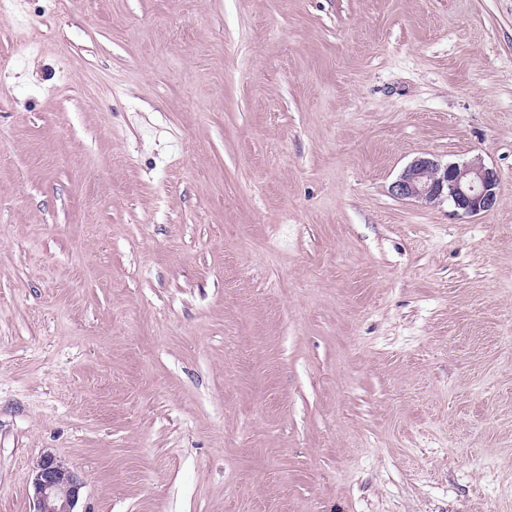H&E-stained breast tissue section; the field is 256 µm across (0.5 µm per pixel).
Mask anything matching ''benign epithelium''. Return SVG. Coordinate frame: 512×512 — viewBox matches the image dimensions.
I'll use <instances>...</instances> for the list:
<instances>
[{
	"instance_id": "obj_1",
	"label": "benign epithelium",
	"mask_w": 512,
	"mask_h": 512,
	"mask_svg": "<svg viewBox=\"0 0 512 512\" xmlns=\"http://www.w3.org/2000/svg\"><path fill=\"white\" fill-rule=\"evenodd\" d=\"M499 183L496 169L478 158L442 166L419 156L392 184L391 192L398 199L424 203L446 199L455 213L476 216L495 207ZM83 485L78 473L55 454L42 455L34 466L33 512H76Z\"/></svg>"
}]
</instances>
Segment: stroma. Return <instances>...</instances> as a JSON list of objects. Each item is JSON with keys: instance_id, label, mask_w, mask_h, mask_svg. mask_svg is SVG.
I'll list each match as a JSON object with an SVG mask.
<instances>
[{"instance_id": "obj_1", "label": "stroma", "mask_w": 512, "mask_h": 512, "mask_svg": "<svg viewBox=\"0 0 512 512\" xmlns=\"http://www.w3.org/2000/svg\"><path fill=\"white\" fill-rule=\"evenodd\" d=\"M46 452L78 512H512V0H16L0 512ZM496 169L475 158L463 164L440 165L435 160L416 157L392 184V195L401 200L432 203L447 199L455 214L476 216L496 205L499 189Z\"/></svg>"}]
</instances>
